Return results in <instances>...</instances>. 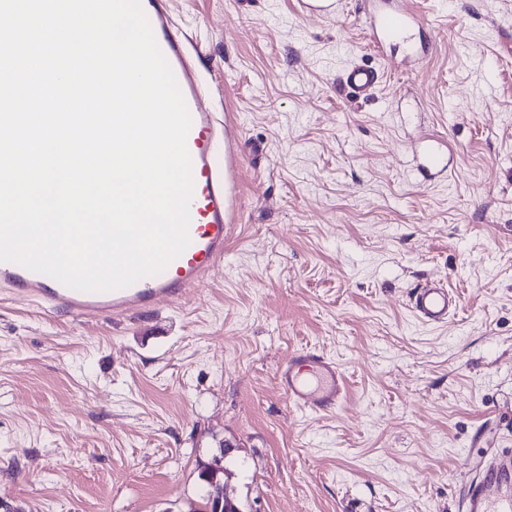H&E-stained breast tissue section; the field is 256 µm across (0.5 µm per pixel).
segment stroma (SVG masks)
<instances>
[{"instance_id": "35a3bbf8", "label": "stroma", "mask_w": 512, "mask_h": 512, "mask_svg": "<svg viewBox=\"0 0 512 512\" xmlns=\"http://www.w3.org/2000/svg\"><path fill=\"white\" fill-rule=\"evenodd\" d=\"M371 0H171L236 124L224 262L173 303L77 320L0 290V512H196L220 461L241 512H460L512 449V0H409L429 56H378ZM381 79L352 100L339 80ZM448 159L422 175L421 147ZM460 307L420 321L413 289ZM309 351L343 407L290 409L279 365ZM341 0H298V8L303 16L331 18L341 10ZM380 73L376 68L365 65H353L345 73L343 89L353 99L365 98L378 84ZM458 297L452 289L438 283L425 284L416 288L410 305L414 314L429 325H441L458 308Z\"/></svg>"}]
</instances>
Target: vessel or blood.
<instances>
[{
  "instance_id": "obj_1",
  "label": "vessel or blood",
  "mask_w": 512,
  "mask_h": 512,
  "mask_svg": "<svg viewBox=\"0 0 512 512\" xmlns=\"http://www.w3.org/2000/svg\"><path fill=\"white\" fill-rule=\"evenodd\" d=\"M156 42L169 62L184 96L192 123L187 148L194 180L190 204V243L183 253L155 276L110 292H82L56 279L10 262H0V288L24 301H39L45 308L74 318L104 319L137 315L174 301L187 289L209 278L224 261L227 226L233 221L237 196L234 175L240 165L232 124L218 125L214 113L204 111L200 99L204 79L192 62L185 37L174 28L169 0H141ZM307 17L338 16L341 0H298ZM422 17L394 2L370 12L366 31L378 53L419 29ZM380 73L365 65L351 66L343 89L353 99L367 97ZM450 288L430 283L416 288L410 305L424 323H447L458 308ZM278 385L291 408L320 414L338 409L347 393L343 370L332 359L310 352L293 354L279 369ZM462 512H512V453L503 451L480 464L479 476L461 496Z\"/></svg>"
}]
</instances>
